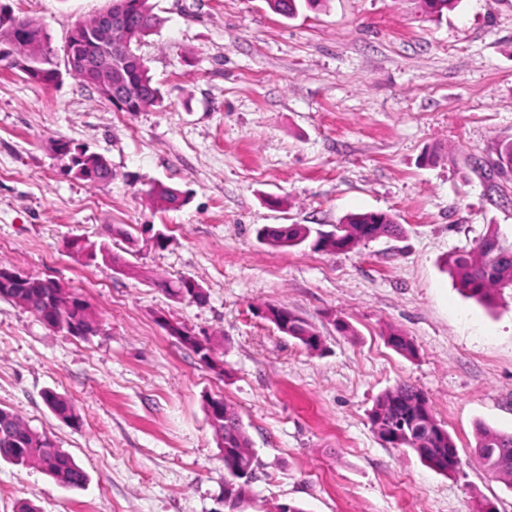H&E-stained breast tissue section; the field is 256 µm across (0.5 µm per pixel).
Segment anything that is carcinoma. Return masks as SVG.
<instances>
[{
  "label": "carcinoma",
  "mask_w": 512,
  "mask_h": 512,
  "mask_svg": "<svg viewBox=\"0 0 512 512\" xmlns=\"http://www.w3.org/2000/svg\"><path fill=\"white\" fill-rule=\"evenodd\" d=\"M309 9H316L324 0H266L276 13L293 17L298 12L299 2ZM129 21L139 31V40L132 48L139 51L140 40L150 35L160 25V19L153 13L150 0H129ZM0 61L16 68L21 60L29 64L27 79L42 85H49L56 70L53 51L49 45V34L44 25L29 17L5 16L0 13ZM135 79L149 92L148 99L141 106L130 108L132 112H143L160 104V90L150 70L135 74ZM154 202L165 209L181 207L178 190L157 185L149 191ZM401 227L386 213L357 212L346 215L334 230L323 231L306 224H279L266 226L260 231L266 243L275 247H294L304 243L317 251H345L363 240L378 235L396 236ZM451 274L459 288L469 297L491 305L496 296L506 288H512V242L500 238L492 229L470 250L453 253L447 259ZM157 286L167 295L179 299L187 291V280L176 282L160 281ZM49 289L27 292L26 309L46 326L55 330L69 331L70 326L86 325L85 337L97 335L93 328L94 318L84 301L77 299L70 311L62 313L48 300ZM266 311L270 321L286 336L297 340L308 350L318 352L323 341L313 328L285 306L268 305ZM387 342L398 353L411 356L414 353L412 341L401 334L391 332ZM44 401L50 411L71 427L80 425V418L73 403L64 395L49 391ZM426 415L433 427L431 438L422 444L423 453L412 448L419 459L431 469L452 474L460 468V457L455 441L436 419L427 396L418 388L403 384L382 392L375 400L370 413V422L378 437L391 428H407L421 415ZM224 493L231 500L228 512H241L248 499V483L241 480L239 471L254 469L256 455L251 451L252 443L242 419L224 426ZM476 453L486 469L497 478L512 486V434L483 427L479 430ZM40 460L44 473L55 483L68 488H81L88 480L86 472L56 440L44 432L31 427L14 413L0 409V459L15 465L25 466L31 458Z\"/></svg>",
  "instance_id": "1"
}]
</instances>
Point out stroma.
Masks as SVG:
<instances>
[{
	"label": "stroma",
	"instance_id": "stroma-1",
	"mask_svg": "<svg viewBox=\"0 0 512 512\" xmlns=\"http://www.w3.org/2000/svg\"><path fill=\"white\" fill-rule=\"evenodd\" d=\"M43 22L63 64L76 21L110 0H9ZM141 54L162 95L122 112L79 80L43 86L0 62V266L63 283L101 326L83 339L0 299V408L49 433L88 475L66 489L0 460V512H216L224 486L206 405L239 412L258 456L248 512H512V486L475 452L512 433V289L467 298L445 267L489 228L512 242V0H326L292 19L265 0H152ZM105 156L112 183L65 175L52 145ZM187 196L176 210L148 195ZM384 212L400 224L344 252L279 248L263 226ZM164 247L135 246L143 225ZM122 235L108 236V227ZM107 241L119 264L72 239ZM187 277L204 302L157 283ZM283 305L323 339L312 352L263 316ZM207 337L223 373L163 321ZM347 323L339 332L337 321ZM414 345L406 357L388 332ZM416 385L459 450L452 475L380 440L379 394ZM66 395L72 428L44 403Z\"/></svg>",
	"mask_w": 512,
	"mask_h": 512
}]
</instances>
